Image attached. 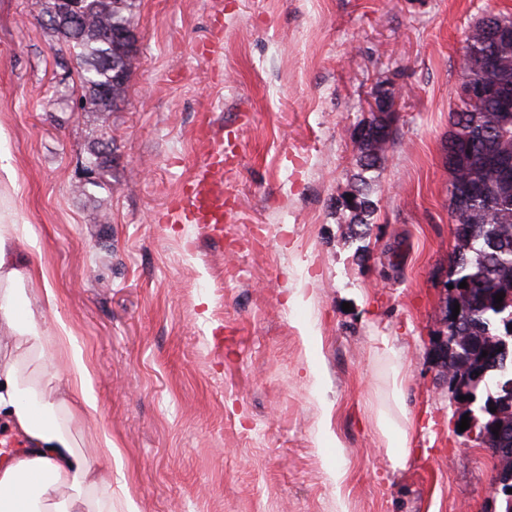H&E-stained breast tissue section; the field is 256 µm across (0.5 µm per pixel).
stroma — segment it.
<instances>
[{"label": "stroma", "mask_w": 512, "mask_h": 512, "mask_svg": "<svg viewBox=\"0 0 512 512\" xmlns=\"http://www.w3.org/2000/svg\"><path fill=\"white\" fill-rule=\"evenodd\" d=\"M127 99L87 112L39 0H0V224L84 348L112 512H490L498 460L437 366L456 249L444 146L469 27L512 0H137ZM222 47L202 52L215 19ZM398 109L368 226L352 130ZM224 139L222 239L159 221ZM103 185L72 187L90 159ZM54 305L41 300L44 284ZM350 311H343V304ZM318 363L319 377L308 373ZM412 422L393 468V369ZM340 467L342 479L331 476ZM375 177H365L363 175L359 176V185L358 191L354 190L353 194L350 196L351 202L349 203L352 207L358 200L359 201L353 212V221L351 224H356V226H362L365 224H370L371 217L374 215V212L377 207V203L372 200V184ZM383 435L386 438L387 451L393 468H404L410 453L407 418L405 417L404 425L388 421L383 427Z\"/></svg>", "instance_id": "1"}]
</instances>
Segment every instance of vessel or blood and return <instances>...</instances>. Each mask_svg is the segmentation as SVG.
Here are the masks:
<instances>
[{
    "instance_id": "1",
    "label": "vessel or blood",
    "mask_w": 512,
    "mask_h": 512,
    "mask_svg": "<svg viewBox=\"0 0 512 512\" xmlns=\"http://www.w3.org/2000/svg\"><path fill=\"white\" fill-rule=\"evenodd\" d=\"M206 150L199 171L189 182L164 219L176 224H197L208 232L222 234L224 222L223 143L206 137Z\"/></svg>"
}]
</instances>
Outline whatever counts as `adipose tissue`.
I'll use <instances>...</instances> for the list:
<instances>
[{
  "label": "adipose tissue",
  "instance_id": "adipose-tissue-1",
  "mask_svg": "<svg viewBox=\"0 0 512 512\" xmlns=\"http://www.w3.org/2000/svg\"><path fill=\"white\" fill-rule=\"evenodd\" d=\"M16 232L15 225H0V332L13 338L9 349L0 352V410L28 435L32 448L27 458L0 464V512H69L66 502L48 501L49 491L60 486L83 496L86 512H112L111 502L93 495L101 477L77 451L67 417L56 415L35 389L23 385L21 361L43 348L44 337L38 313L19 303L31 269L18 257ZM59 331L67 359L66 392L85 414L96 415L99 407L85 352L67 326Z\"/></svg>",
  "mask_w": 512,
  "mask_h": 512
}]
</instances>
